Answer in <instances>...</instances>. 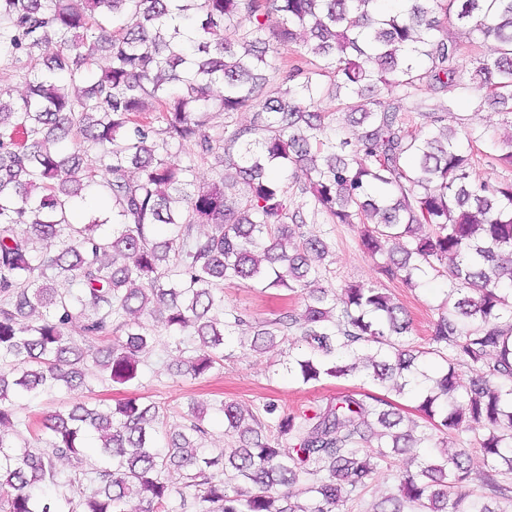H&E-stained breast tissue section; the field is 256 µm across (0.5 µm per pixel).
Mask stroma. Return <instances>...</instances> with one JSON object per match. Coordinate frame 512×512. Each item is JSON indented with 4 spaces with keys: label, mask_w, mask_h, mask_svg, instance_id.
<instances>
[{
    "label": "stroma",
    "mask_w": 512,
    "mask_h": 512,
    "mask_svg": "<svg viewBox=\"0 0 512 512\" xmlns=\"http://www.w3.org/2000/svg\"><path fill=\"white\" fill-rule=\"evenodd\" d=\"M481 94L477 90H448L435 96V104H448L452 113L450 126L456 129L474 127L481 130L484 139L474 148L475 171L491 182L512 181V166L502 165L498 156L508 137L512 136V123L506 116L480 107ZM317 230L322 231L331 247L330 263L323 280L328 288H339L348 282H361L387 289L395 302L402 306L411 319L416 345H425L428 332L438 316V307L448 289V273L431 274L415 287L399 281H388L379 272L381 257H370L360 246V227L356 224H332L319 218ZM226 307L247 313L252 320L261 321L286 311H300L301 299L297 295L282 296L280 290H261L248 282L225 283ZM160 338L140 366L138 378L130 384H94L92 390L77 389L70 392H52L24 402L20 416L38 414L46 416L65 409L72 403L98 400L116 404L118 400L139 396L144 402L158 405L156 424L159 435H166L174 426L186 423L190 402L197 401L207 407L203 425L208 432L204 443L209 453L235 446L237 437L224 431V416L216 408L217 401L233 402L257 409L263 403L275 401L281 412L294 413L322 404L336 394L358 388L355 378L326 377L313 384H303L288 373L290 355L304 347L298 330H291L287 341L262 354L240 348L239 331L226 337L227 357L223 366L204 378L193 380L177 375L176 366L181 359L175 340L164 325H157Z\"/></svg>",
    "instance_id": "35a3bbf8"
}]
</instances>
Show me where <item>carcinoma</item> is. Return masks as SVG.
<instances>
[{
  "mask_svg": "<svg viewBox=\"0 0 512 512\" xmlns=\"http://www.w3.org/2000/svg\"><path fill=\"white\" fill-rule=\"evenodd\" d=\"M125 14L132 23L112 27ZM451 18L461 35L448 34ZM474 34L495 41L493 57H465ZM273 41L299 46L302 63L273 61ZM52 43L53 55L36 53ZM2 59L26 89L6 100L0 88V512H127L133 496L161 512L176 493L197 512H349L400 452L415 470L371 512H512L501 479L512 474V182L477 176L447 124L451 107L414 99L423 86L474 85L479 105L512 114V0H403L383 13L378 0H0ZM385 88L399 93L383 99ZM325 99L352 116V133H336ZM215 112L253 121L213 134ZM405 112L427 129H407ZM188 144L197 158L183 163ZM210 156L219 179L188 191L196 159ZM286 168L313 215L361 225L388 279L412 287L452 260L428 348L414 345L386 289L350 282L328 298L329 245L272 177ZM234 175L242 201L225 191ZM87 190L109 201L112 220L72 221ZM108 222L112 235L96 234ZM161 224L176 235L153 239ZM200 224L210 231L195 234ZM232 280L300 293L305 308L254 325L224 307ZM155 317L188 336L180 352L193 379L224 361L232 327L255 326V352L296 328L307 354L288 370L303 383L358 376L409 394L426 429L403 427L401 409L365 389L298 414L265 403L269 438L255 412L221 401L225 432L252 439L213 457L202 404L164 448L159 407L138 397L17 416L16 403L42 390L91 389V369L111 384L136 380ZM359 346L367 362L342 363ZM428 354L443 362L433 376L418 364ZM476 430L477 471L469 449H448ZM91 433L101 466L69 480L78 496H36L59 484L58 463L79 468ZM302 479L308 498L294 502Z\"/></svg>",
  "mask_w": 512,
  "mask_h": 512,
  "instance_id": "obj_1",
  "label": "carcinoma"
}]
</instances>
